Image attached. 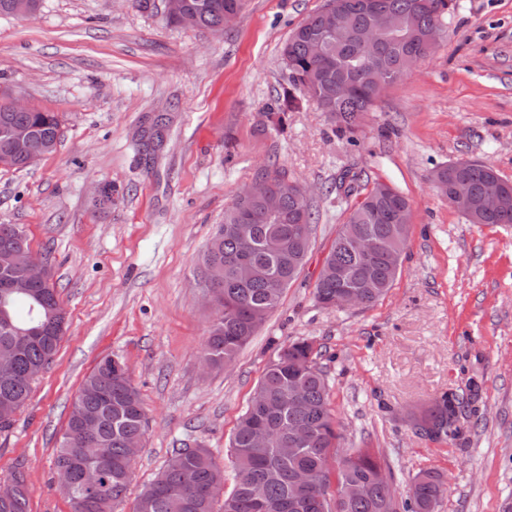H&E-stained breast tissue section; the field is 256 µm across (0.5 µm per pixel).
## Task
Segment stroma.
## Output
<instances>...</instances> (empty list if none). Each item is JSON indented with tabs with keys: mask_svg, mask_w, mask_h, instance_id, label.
<instances>
[{
	"mask_svg": "<svg viewBox=\"0 0 512 512\" xmlns=\"http://www.w3.org/2000/svg\"><path fill=\"white\" fill-rule=\"evenodd\" d=\"M325 0H249L224 33L173 27L164 0H42L0 17V92L58 113L55 152L0 169V224L49 253L67 312L59 350L9 431L0 479L26 474L30 512H73L54 451L82 381L105 356L125 361L149 421L133 481L113 512H133L173 449L204 444L232 487L230 444L280 344L322 356L341 446L384 458L397 494L422 470L443 474L436 512H512V227L473 224L432 188L437 166L479 161L512 179V0H453L438 49L389 86L354 134L300 102L285 131L265 105L287 84L280 50ZM166 114L163 150L132 143ZM308 186V260L233 367L202 369L213 312L197 268L224 209L270 165ZM392 185L412 204L400 274L368 308L318 304L314 284L351 204L338 173ZM112 204L95 206L96 190ZM482 384L476 417L437 443L408 414Z\"/></svg>",
	"mask_w": 512,
	"mask_h": 512,
	"instance_id": "obj_1",
	"label": "stroma"
}]
</instances>
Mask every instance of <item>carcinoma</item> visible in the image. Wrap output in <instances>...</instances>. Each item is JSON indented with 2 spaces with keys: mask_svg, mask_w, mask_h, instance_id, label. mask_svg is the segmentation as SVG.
I'll return each mask as SVG.
<instances>
[{
  "mask_svg": "<svg viewBox=\"0 0 512 512\" xmlns=\"http://www.w3.org/2000/svg\"><path fill=\"white\" fill-rule=\"evenodd\" d=\"M344 17L339 30L327 29L318 10L296 26L281 49L288 71V90L270 109L292 107L305 96L321 111L333 116L336 130L354 133L381 93L401 79L415 56L427 51L425 38L448 13V0H335ZM197 15V28L222 33L233 27L247 0H186ZM376 10L390 12L400 36L382 42L375 69L367 65L356 34L369 26ZM323 39L324 54H312V43ZM26 128L33 134L32 148L43 155L56 150L61 120L57 113L41 109L14 112L8 100H0V159L9 156V167L26 168L23 157L10 148V133ZM259 176L278 191L280 206L266 210L263 199L234 200L224 208V223L218 225L204 252L198 277L210 262L229 271L224 283L215 288L222 300V316L212 323L206 345L211 364L226 367L251 340L277 307L283 291L297 280L306 263L314 232L312 205L288 187L291 178L282 166L266 168ZM493 176L492 167L467 161L462 167L444 164L431 172V178L446 184L458 178L468 181L477 224L512 225V184L506 188L504 205L496 212H480L482 193ZM339 196L356 198L347 221L341 225L323 265L339 272L315 286V299L323 307L336 306L345 292H356L363 306L381 300L394 286L399 268L392 254L404 252L408 224L412 217L410 200L385 182L368 187L361 174L351 168L336 178ZM251 226L254 250L248 262L251 275L239 279L234 271L238 257L237 225ZM371 245L365 260L356 242ZM15 243L32 254L26 233L15 224H0V245ZM46 294V304L17 296L9 301L13 324L31 330L54 319L67 325L66 312L56 288H38ZM65 329L49 332L22 345L13 331L0 326V351L13 353V375L0 379V401L22 407L30 397L35 370L48 366ZM319 352L307 339L279 347L267 364L246 411L235 426L231 448L235 471L232 489L218 497L224 488V469L210 449L198 446L187 454L177 448L165 467L145 485L136 497L134 512H436L445 491L443 476L434 470L421 471L413 478L406 498L397 500L391 490L389 464L367 451L331 459L330 451L340 447L337 422L328 407L329 386L317 363ZM481 383L471 378L460 392L436 397L419 417L420 430L430 439L446 443L461 432V419L481 394ZM96 418V441L110 449L101 462L103 482L111 494L92 498L79 495L73 512H112L113 504L125 497L133 476L132 447L145 440L147 418L140 392L131 378L118 375L112 358L104 357L85 377L72 404L65 431L56 449L54 466H75L72 447L81 445L73 437L80 417ZM264 428L277 442L266 448L253 445L255 431ZM280 448L297 452L284 457ZM300 473L309 475L299 484ZM10 478L16 482L15 497L0 503V512H29V486L23 471ZM362 484L359 497L345 496L351 485Z\"/></svg>",
  "mask_w": 512,
  "mask_h": 512,
  "instance_id": "obj_1",
  "label": "carcinoma"
}]
</instances>
